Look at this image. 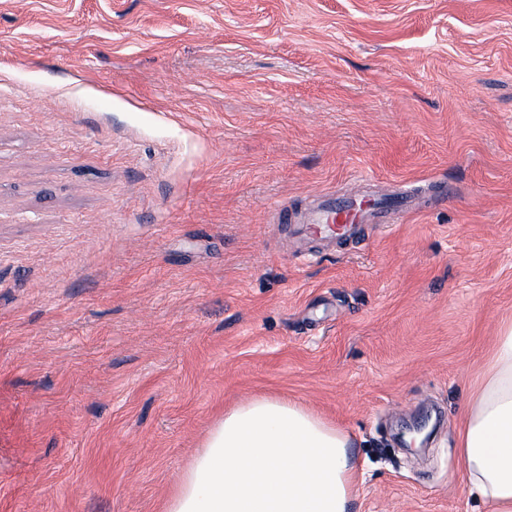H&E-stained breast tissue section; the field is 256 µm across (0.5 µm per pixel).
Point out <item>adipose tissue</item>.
<instances>
[{"label":"adipose tissue","instance_id":"1","mask_svg":"<svg viewBox=\"0 0 512 512\" xmlns=\"http://www.w3.org/2000/svg\"><path fill=\"white\" fill-rule=\"evenodd\" d=\"M351 446L348 431L298 403L238 404L209 430L166 512H349ZM458 455L471 493L512 512V321L465 404Z\"/></svg>","mask_w":512,"mask_h":512}]
</instances>
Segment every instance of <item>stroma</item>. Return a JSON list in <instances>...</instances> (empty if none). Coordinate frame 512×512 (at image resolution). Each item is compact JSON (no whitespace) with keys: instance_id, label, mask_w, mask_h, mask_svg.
Segmentation results:
<instances>
[{"instance_id":"obj_1","label":"stroma","mask_w":512,"mask_h":512,"mask_svg":"<svg viewBox=\"0 0 512 512\" xmlns=\"http://www.w3.org/2000/svg\"><path fill=\"white\" fill-rule=\"evenodd\" d=\"M318 190L416 210L308 238ZM507 318L512 0H0V512H165L270 395L351 434V512H488ZM458 455L471 494L490 512L512 511V320L493 350L463 411Z\"/></svg>"}]
</instances>
